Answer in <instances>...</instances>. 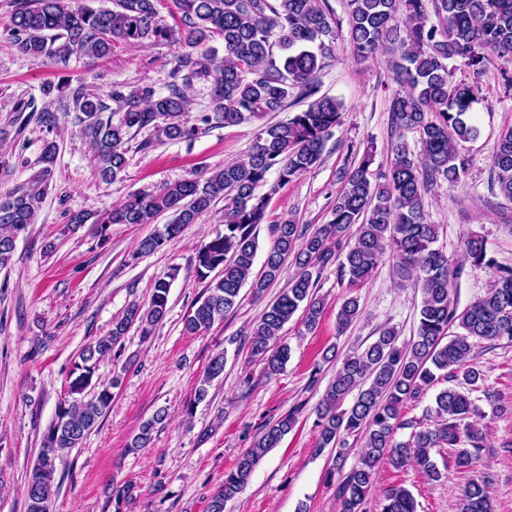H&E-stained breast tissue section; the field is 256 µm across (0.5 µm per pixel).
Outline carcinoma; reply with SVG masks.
<instances>
[{
    "label": "carcinoma",
    "mask_w": 512,
    "mask_h": 512,
    "mask_svg": "<svg viewBox=\"0 0 512 512\" xmlns=\"http://www.w3.org/2000/svg\"><path fill=\"white\" fill-rule=\"evenodd\" d=\"M161 0H115L116 8L71 9L63 0H13L6 30L20 52L34 61L65 68L72 57L99 60L112 56L117 44L182 42L188 51L174 59L165 91L152 84L126 90L112 86L109 98L115 110L88 85L67 79L48 85L57 91V111H39L37 124L50 135L59 133L61 112L75 110L80 136L94 152L102 180L115 182L125 171L128 145L143 131L153 138L139 144L192 141L217 126H234L283 112L291 101L311 99L307 108L287 119L260 127L247 160L233 162L204 175L165 184L153 192L138 191L102 211H77L68 223L89 224L94 237L105 239L113 224H153L165 213L172 219L162 231L142 239L132 255L136 260L158 251L186 224H194L216 202L224 201V230L201 244L195 256L201 296L192 304L184 332L204 334L224 320L237 304L240 291L251 283L255 297L263 296L282 266L297 268L288 287L263 311L251 328L252 357L267 377L279 374L290 349L280 332L298 310L308 332L320 323L324 300L317 295V274L336 265L340 280L355 286L377 269L387 250L396 257L399 279L421 289L416 339L398 344L397 333L385 328L365 348L347 354L316 407V450L334 447L342 436L363 438L359 464L348 472L336 465L329 477H338L336 495L340 512H364L376 468L387 462L396 469L415 466L429 479L440 473L431 450L455 449V466L472 469L475 450L484 447L483 434L474 424L462 425L472 412L469 397L455 387L439 392L433 414L436 423L396 440L404 428L402 408L448 369L462 372L463 384L477 386L483 374L468 364L470 339L512 340V266H501L490 254L484 237L472 234L463 243V256L476 268H493L496 277L486 295L463 310L454 297L457 270L434 247L437 225L427 223L428 188L443 180L457 184L468 161L459 144L477 135L470 114L483 99L476 83L451 80L450 64L463 61L477 75L500 64L503 92L512 93V0H345L347 38L353 54L366 61L380 49L389 54V66L405 92L393 99L395 128L419 134L421 148L414 153L399 140L385 169H372L374 147L366 146L360 159L339 171L342 188L330 210L328 223L310 232L288 217L270 225L272 242L266 250L264 272L251 279L258 252L257 229L267 223L269 195L257 188L277 173L276 185L286 184L316 168L327 142L344 121L343 104L318 95L317 74L334 60V44L341 24L331 22L320 0H172L182 26L165 22ZM434 12L438 22L431 21ZM221 39L224 55L211 42ZM197 82L211 85L212 111L191 120L190 92ZM58 144L44 140L39 169L18 188L0 193V268L10 264L16 242L36 223L38 211L54 175ZM493 185L512 202V127L503 131L492 154ZM173 271L155 281L149 302L131 303L112 321L108 333L85 347L71 371L67 396L58 404L55 419L42 433L40 448L26 481L27 512H49L57 461L99 426L112 407L123 377L107 382L94 379L97 363L119 358L131 325L144 337L163 322L167 313ZM360 314L357 297L348 295L337 313L338 331ZM457 326L462 333L447 338ZM224 374V353L214 355L186 408L207 399L213 382ZM352 405L339 409L352 392ZM160 410L138 429L127 445L135 453L150 446L157 426L166 420ZM296 424V411L260 427L252 446L224 475L221 490L211 497L208 512H224L248 484L256 466ZM467 441L471 449L458 448ZM489 481L470 480L461 512H494ZM381 512H417L412 493L401 485L385 489Z\"/></svg>",
    "instance_id": "cac0c4a2"
}]
</instances>
